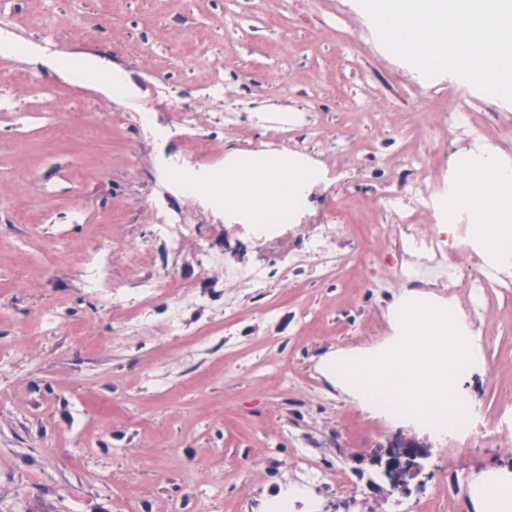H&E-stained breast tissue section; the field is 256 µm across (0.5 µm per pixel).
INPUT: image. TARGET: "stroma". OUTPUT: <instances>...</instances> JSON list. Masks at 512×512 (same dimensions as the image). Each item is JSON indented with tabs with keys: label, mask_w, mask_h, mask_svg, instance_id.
I'll use <instances>...</instances> for the list:
<instances>
[{
	"label": "stroma",
	"mask_w": 512,
	"mask_h": 512,
	"mask_svg": "<svg viewBox=\"0 0 512 512\" xmlns=\"http://www.w3.org/2000/svg\"><path fill=\"white\" fill-rule=\"evenodd\" d=\"M28 16L55 24L68 56H98L131 80L126 97L66 79L27 57L45 84L61 96L120 110L153 106L152 131L97 125L87 136L101 145L80 175L71 164L77 139L44 142L38 129L0 128V512H268L283 490L285 471L315 468L323 485L292 512H475L458 484L491 468L512 472V296H496L468 320L484 366L465 384L484 416L491 441L446 443L365 409L336 386L322 366L326 355L373 348L392 334L391 306L402 296L394 236L347 246L367 254L359 279L316 280L285 273L298 232L263 239L217 216L197 224L174 269L190 295L183 331H166L168 300L150 305L152 330L123 329V315L103 316L81 275L79 257L90 244L98 215L112 216V245L126 259L112 267L129 295L138 286L139 254H159L142 201L162 179L163 157L185 145L178 115L201 111L200 131L215 152L257 149L268 143L260 112L296 114L314 109L318 129L296 127L290 148L315 160L328 180L311 189L306 218L343 199L376 196L396 175L402 142L427 150L443 138L424 113L448 94L453 74L421 77L382 48L361 56L371 22L358 0L324 11L320 0H0V18ZM96 27L93 40L73 29ZM291 44L279 51V32ZM348 34L346 40L337 31ZM209 46L211 63L224 67L230 96L202 111V74L184 70L176 56L190 33ZM287 79L267 84L270 70ZM237 108V128L212 125L214 112ZM85 200L92 214L72 223L70 207ZM219 250L227 264L259 265L269 275L262 290L225 282L207 268ZM62 307L65 324L54 334L30 336L34 318ZM231 320L230 345L193 344L201 327ZM87 330V344L71 339ZM165 367L170 389L131 399L137 383ZM426 452L422 472L392 487L379 464L393 438Z\"/></svg>",
	"instance_id": "stroma-1"
}]
</instances>
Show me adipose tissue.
<instances>
[{"label": "adipose tissue", "instance_id": "ef3b65f1", "mask_svg": "<svg viewBox=\"0 0 512 512\" xmlns=\"http://www.w3.org/2000/svg\"><path fill=\"white\" fill-rule=\"evenodd\" d=\"M55 67L74 80L101 85L115 97L129 91L125 75L96 60L68 57L57 60ZM319 175L309 164L288 166L275 152L256 164L229 162L224 172L227 212L249 215L261 224L284 223L289 211L303 205ZM454 192L473 219L475 249L492 262L512 266V167L491 154L469 157L454 181ZM475 502L479 512H512V473H484Z\"/></svg>", "mask_w": 512, "mask_h": 512}]
</instances>
